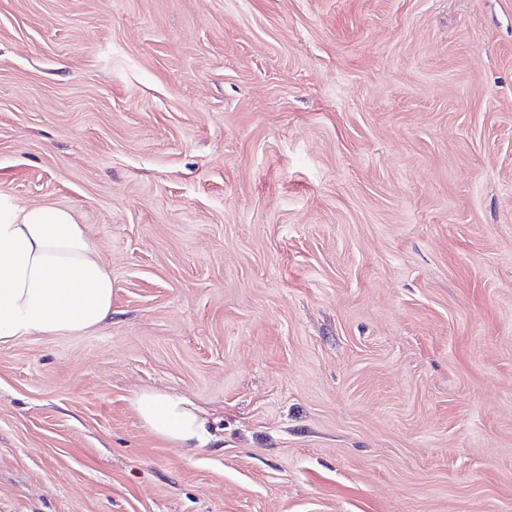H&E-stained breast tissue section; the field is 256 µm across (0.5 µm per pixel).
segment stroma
<instances>
[{"mask_svg": "<svg viewBox=\"0 0 512 512\" xmlns=\"http://www.w3.org/2000/svg\"><path fill=\"white\" fill-rule=\"evenodd\" d=\"M0 193L114 279L0 346V512H512V0H0ZM130 406L140 423L159 440L177 448H214L216 437L188 398L149 389L135 394Z\"/></svg>", "mask_w": 512, "mask_h": 512, "instance_id": "35a3bbf8", "label": "stroma"}]
</instances>
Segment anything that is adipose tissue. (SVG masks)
Returning a JSON list of instances; mask_svg holds the SVG:
<instances>
[{
	"mask_svg": "<svg viewBox=\"0 0 512 512\" xmlns=\"http://www.w3.org/2000/svg\"><path fill=\"white\" fill-rule=\"evenodd\" d=\"M113 288L111 272L72 212L24 206L0 193V345L34 334L94 331L112 316ZM130 406L163 442L203 449L215 441L186 397L149 389L135 394Z\"/></svg>",
	"mask_w": 512,
	"mask_h": 512,
	"instance_id": "1",
	"label": "adipose tissue"
}]
</instances>
